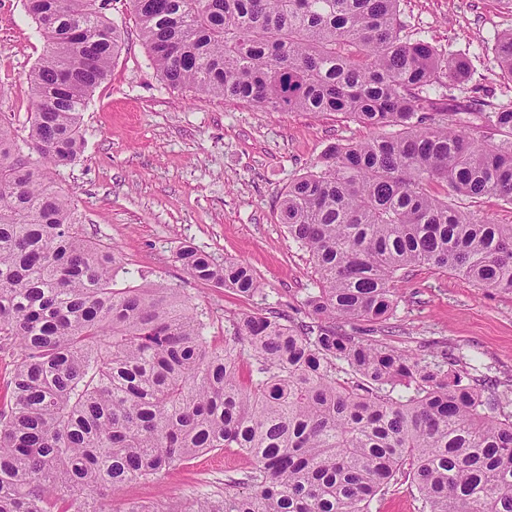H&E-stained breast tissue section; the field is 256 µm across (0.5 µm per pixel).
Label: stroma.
Segmentation results:
<instances>
[{"instance_id":"obj_1","label":"stroma","mask_w":512,"mask_h":512,"mask_svg":"<svg viewBox=\"0 0 512 512\" xmlns=\"http://www.w3.org/2000/svg\"><path fill=\"white\" fill-rule=\"evenodd\" d=\"M401 9L408 37L465 56L470 87L494 104H512V82L499 77L492 53L498 33L512 29L505 0H402ZM106 13L121 47L108 81L88 100L81 154L55 177L85 235L112 246L131 283L148 277L208 311L209 335H230L232 319L245 312L311 322L305 299L313 263L281 223L280 200L296 178L320 171L331 145L371 138L375 129L333 113L271 111L170 88L151 64L132 0H109ZM44 47L22 0H0V113L22 136L30 110L25 76ZM186 245L245 262L261 291L243 297L191 279L176 260ZM397 288L396 312L376 339L428 361L447 352L461 372L512 381V294L427 267ZM250 468L243 452H212L124 485L101 509L174 506L221 492L225 480Z\"/></svg>"}]
</instances>
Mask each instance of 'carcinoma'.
Segmentation results:
<instances>
[{"instance_id":"1","label":"carcinoma","mask_w":512,"mask_h":512,"mask_svg":"<svg viewBox=\"0 0 512 512\" xmlns=\"http://www.w3.org/2000/svg\"><path fill=\"white\" fill-rule=\"evenodd\" d=\"M23 2L47 50L25 77L26 139L0 117V346L15 349L0 512H101L95 497L226 448L253 460L245 478L172 512H373L400 479L418 512H512V384L336 329H383L415 267L512 293V224L428 190L512 204V141L480 145L464 119L485 114L512 136V104L455 95L469 61L408 39L401 0H132L173 88L393 129L332 146L282 197L316 274L313 322L244 314L216 342L179 289L128 283L52 178L81 152L87 99L119 51L105 0ZM493 59L512 81V30ZM177 261L218 288H261L240 261L191 247Z\"/></svg>"}]
</instances>
